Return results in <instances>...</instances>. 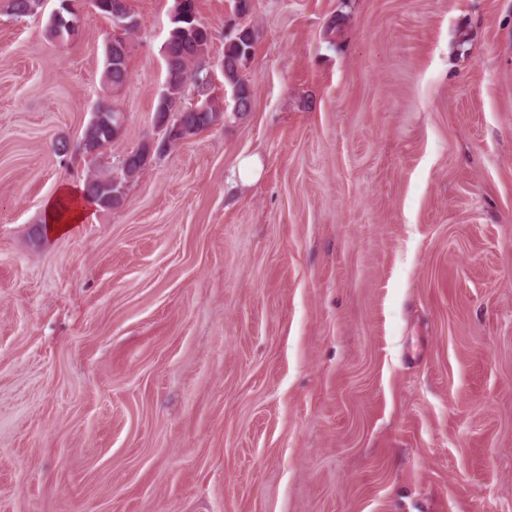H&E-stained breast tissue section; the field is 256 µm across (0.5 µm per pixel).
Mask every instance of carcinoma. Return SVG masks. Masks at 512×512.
Returning a JSON list of instances; mask_svg holds the SVG:
<instances>
[{
	"mask_svg": "<svg viewBox=\"0 0 512 512\" xmlns=\"http://www.w3.org/2000/svg\"><path fill=\"white\" fill-rule=\"evenodd\" d=\"M41 0H10L9 9L17 18L32 14ZM59 13L49 21L48 33L53 39H69L77 34L74 23L78 22L73 0H60ZM196 11L194 0H186L181 7H174L172 24L167 38L169 59L165 62V94L158 99L154 120L161 121L171 114L168 126L177 129L176 135L166 147L210 128L224 120L225 111L218 108L211 97L210 82L206 81L207 69L201 67V60L207 55L213 39L211 30L192 17ZM132 25L119 34V47L112 55L105 56V80L114 88L126 84L129 78L128 57L129 38L135 31ZM254 50V33L243 27L225 38L221 70L224 85L231 88L233 101L237 103L234 114L244 115L251 110L252 90L242 78L245 62L249 61ZM194 81L196 95L210 99L205 112H195L186 105V85ZM120 112L114 108L103 113L97 122H89L81 141L77 145L80 154L95 161L100 158L120 135L116 117ZM144 146L126 153L115 169L96 170L85 180L82 189L84 197L91 203L109 208L120 203L127 183L145 170L149 163L142 160Z\"/></svg>",
	"mask_w": 512,
	"mask_h": 512,
	"instance_id": "obj_1",
	"label": "carcinoma"
}]
</instances>
